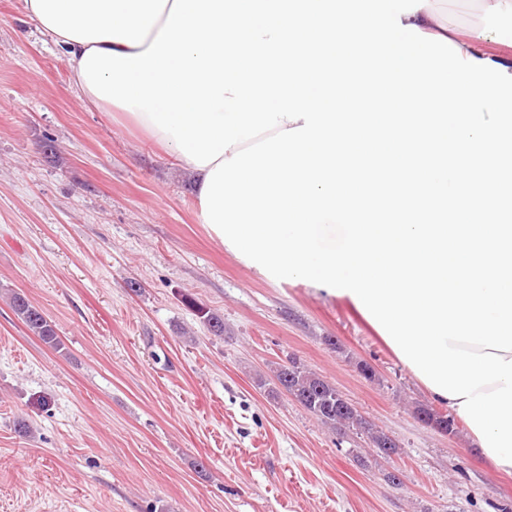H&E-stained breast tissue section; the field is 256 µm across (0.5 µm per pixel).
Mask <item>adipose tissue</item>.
I'll list each match as a JSON object with an SVG mask.
<instances>
[{
  "label": "adipose tissue",
  "instance_id": "adipose-tissue-1",
  "mask_svg": "<svg viewBox=\"0 0 512 512\" xmlns=\"http://www.w3.org/2000/svg\"><path fill=\"white\" fill-rule=\"evenodd\" d=\"M174 0H24L28 17L43 36L63 53L82 98L114 111L98 99L80 74V62L93 47L138 53L150 45L163 26Z\"/></svg>",
  "mask_w": 512,
  "mask_h": 512
}]
</instances>
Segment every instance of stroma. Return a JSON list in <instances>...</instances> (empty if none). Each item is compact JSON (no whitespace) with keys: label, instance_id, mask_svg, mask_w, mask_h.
Returning <instances> with one entry per match:
<instances>
[{"label":"stroma","instance_id":"35a3bbf8","mask_svg":"<svg viewBox=\"0 0 512 512\" xmlns=\"http://www.w3.org/2000/svg\"><path fill=\"white\" fill-rule=\"evenodd\" d=\"M431 7L512 61V22L483 0ZM15 292L62 349L29 333ZM292 358L398 453L378 456L279 388ZM430 402L348 302L221 247L173 158L85 102L23 0H0V512H512V476L464 424L448 435L417 421ZM10 307L33 336H37L44 344L54 349L61 347L62 342L53 322L24 293H13L10 297Z\"/></svg>","mask_w":512,"mask_h":512}]
</instances>
